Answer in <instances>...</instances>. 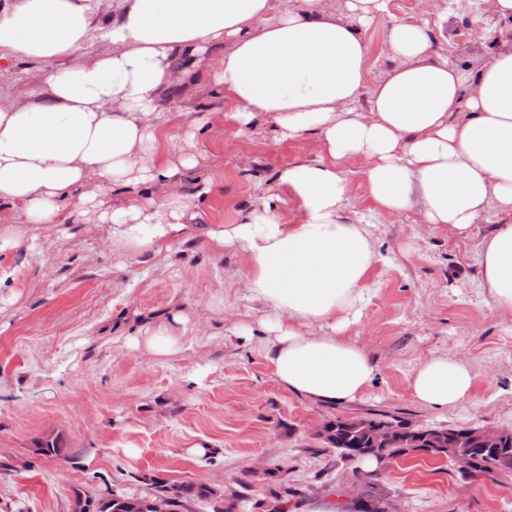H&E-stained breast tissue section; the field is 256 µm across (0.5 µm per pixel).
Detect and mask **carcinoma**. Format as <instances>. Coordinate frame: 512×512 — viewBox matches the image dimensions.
<instances>
[{"instance_id":"carcinoma-1","label":"carcinoma","mask_w":512,"mask_h":512,"mask_svg":"<svg viewBox=\"0 0 512 512\" xmlns=\"http://www.w3.org/2000/svg\"><path fill=\"white\" fill-rule=\"evenodd\" d=\"M330 435L323 442L336 452L344 448H362L365 456L381 462L393 461L411 452H424L445 457L470 477L512 472V430L501 431L500 442L493 449H483L479 443L457 448L454 437L467 428H442L414 425L409 420L389 413L371 417H333L324 423ZM161 497L181 510L196 502L207 504L212 512H233L235 504L225 505L224 494L205 483L152 480L151 492L145 496L121 489H107L97 496L75 494V512H153L151 502Z\"/></svg>"}]
</instances>
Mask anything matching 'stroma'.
I'll list each match as a JSON object with an SVG mask.
<instances>
[{
  "label": "stroma",
  "instance_id": "stroma-1",
  "mask_svg": "<svg viewBox=\"0 0 512 512\" xmlns=\"http://www.w3.org/2000/svg\"><path fill=\"white\" fill-rule=\"evenodd\" d=\"M415 0H392L369 30L368 82L392 66L384 31L410 19ZM471 20L472 29L459 25ZM505 22L464 0L448 18L449 61L475 67L492 53ZM211 194L197 203L198 226L234 224L256 184L299 160L320 157L309 137L273 142L267 124L240 130L229 118L198 135ZM361 163L348 173L349 215L372 222L380 260L347 337L368 349L378 371L361 400L328 406L283 390L265 355L260 306L247 298L240 257L217 256L204 236L156 256L113 251L96 231L61 236L32 226L34 249L0 250V503L12 512H74L75 495L145 481L205 482L226 497L246 493L235 512H265L273 493L348 502L358 489L399 512H512V473L486 480L452 461L413 452L379 472L341 459L318 437L326 419L382 411L435 427L512 429V319L491 312L478 286L477 243L422 235L411 215L373 213ZM181 347L157 357L129 339L167 323L174 308ZM239 324L249 336L233 335ZM474 372L473 397L437 408L415 402L410 377L438 356ZM69 461L40 455L43 442ZM208 443L209 458L187 455ZM276 477H268V470ZM249 481L242 490L241 481Z\"/></svg>",
  "mask_w": 512,
  "mask_h": 512
}]
</instances>
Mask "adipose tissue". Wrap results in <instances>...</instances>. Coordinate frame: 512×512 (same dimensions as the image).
Returning a JSON list of instances; mask_svg holds the SVG:
<instances>
[{
    "label": "adipose tissue",
    "instance_id": "obj_1",
    "mask_svg": "<svg viewBox=\"0 0 512 512\" xmlns=\"http://www.w3.org/2000/svg\"><path fill=\"white\" fill-rule=\"evenodd\" d=\"M391 0H0V82L13 62L43 65L36 99L0 105V244L25 243L34 224H90L113 250L157 255L195 235V203L213 182L197 148L200 118L171 111L196 91L233 104L245 129L274 141L313 136L319 159L280 170L238 223L211 225L214 253L241 257L249 300L278 384L314 401L360 399L377 363L346 338L377 262L368 224L348 215L346 167L362 160L373 210L412 212L423 232L478 244L479 284L512 319V39L475 69L438 52L451 6L419 0L393 21L394 60L366 83L367 31ZM76 67L61 59L89 43ZM366 108H356L360 95ZM292 194L301 217L284 222ZM476 376L448 356L419 365L410 394L445 408L473 394Z\"/></svg>",
    "mask_w": 512,
    "mask_h": 512
}]
</instances>
